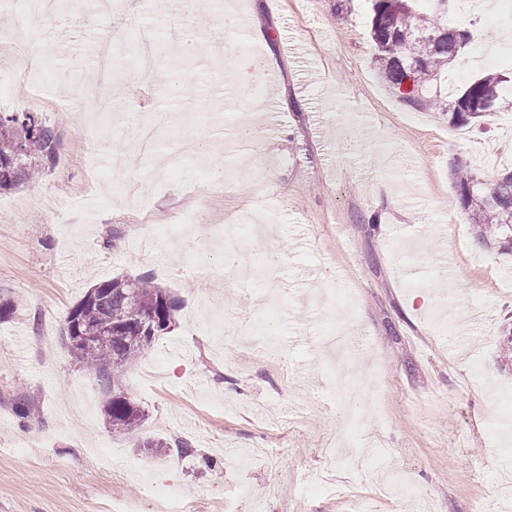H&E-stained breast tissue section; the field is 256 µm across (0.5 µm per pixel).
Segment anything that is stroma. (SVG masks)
Wrapping results in <instances>:
<instances>
[{
	"mask_svg": "<svg viewBox=\"0 0 512 512\" xmlns=\"http://www.w3.org/2000/svg\"><path fill=\"white\" fill-rule=\"evenodd\" d=\"M167 5L187 69L142 76L119 59L113 125L130 112L201 116L198 138L130 155L151 173L155 224L224 225L205 253L213 276L190 277L188 240H151L142 216L87 165L79 115L25 103L0 75V113L32 112L53 128L52 161L0 193V512H503L512 476V367L500 361L512 323V253L466 224L452 170L512 168V109L453 129L412 109L379 80L364 0H210ZM253 31L237 32L243 18ZM137 0L96 4L86 18H45L37 49L49 95L80 97L90 48ZM473 41L512 69V16L462 19ZM261 89L271 114L248 148L225 131ZM223 161L221 188L197 162ZM274 178V189L261 185ZM150 276L180 302L169 333L129 369L145 411L133 434L104 422L94 375L61 344L72 307L96 283ZM31 408L27 422L17 401ZM193 454L152 456L148 438Z\"/></svg>",
	"mask_w": 512,
	"mask_h": 512,
	"instance_id": "35a3bbf8",
	"label": "stroma"
}]
</instances>
